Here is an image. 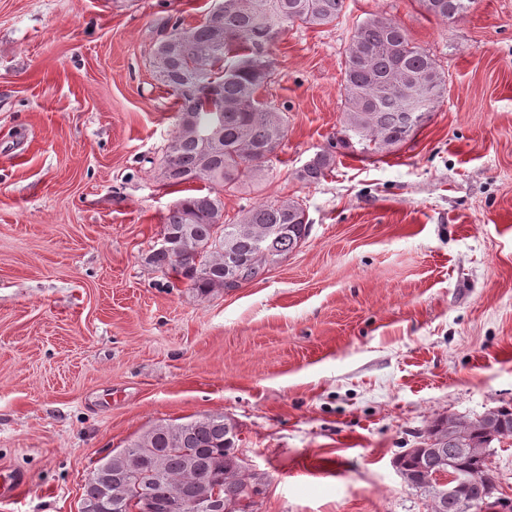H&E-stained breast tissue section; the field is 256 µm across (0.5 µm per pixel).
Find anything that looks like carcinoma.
<instances>
[{"mask_svg": "<svg viewBox=\"0 0 512 512\" xmlns=\"http://www.w3.org/2000/svg\"><path fill=\"white\" fill-rule=\"evenodd\" d=\"M425 12L450 23L475 0H419ZM345 0H219L204 21L190 29L174 22L155 44L152 66L178 105L177 129L165 150L161 178L166 187L200 182L195 193L177 199L162 231L173 249H153L149 262L189 281L206 297L227 279L252 281L285 259L310 230L303 203L293 198L259 203L241 215L224 216L223 193L268 176L287 136L285 114L264 105L259 88L273 73L271 47L297 23L308 27L336 24ZM343 120L336 141L316 153L298 171L308 184L336 166V148L367 156L401 145L430 117L447 93V78L435 60L414 43L408 31L387 17H369L355 30L345 50ZM468 436L448 434V418L427 430L447 459L470 475L467 496L479 502L493 484L489 461H471L457 448H491L512 440V407H500L495 438L483 433L481 416L469 417ZM221 414L184 423L157 425L103 457L87 479L83 499L114 512L146 491L151 512H170L180 498L194 503L213 496L224 512H255L261 494L239 457V438ZM404 467L410 486L422 489L439 460L426 453L409 455Z\"/></svg>", "mask_w": 512, "mask_h": 512, "instance_id": "carcinoma-1", "label": "carcinoma"}]
</instances>
